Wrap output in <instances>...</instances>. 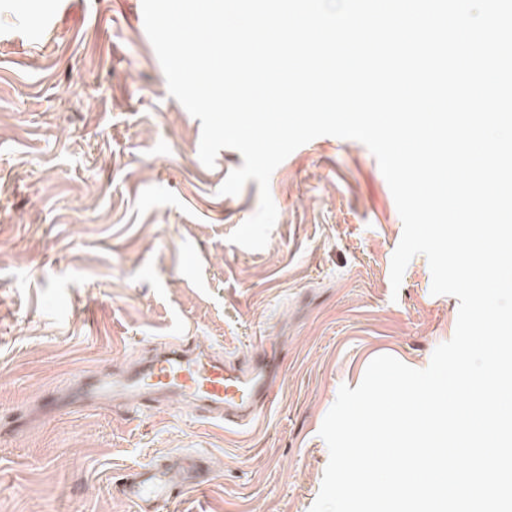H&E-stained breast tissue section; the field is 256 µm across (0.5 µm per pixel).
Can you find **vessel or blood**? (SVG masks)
<instances>
[{
	"mask_svg": "<svg viewBox=\"0 0 512 512\" xmlns=\"http://www.w3.org/2000/svg\"><path fill=\"white\" fill-rule=\"evenodd\" d=\"M70 391L73 399L85 406L122 401L145 409L162 398L228 429L252 421L256 406L272 401L265 357L251 358L247 367L237 368L208 349H187L171 342L127 368L119 378L109 381L82 374ZM180 466V459L164 457L131 469L122 484L124 497L140 507L175 502L180 492L202 484L201 478L189 475L174 483L172 473Z\"/></svg>",
	"mask_w": 512,
	"mask_h": 512,
	"instance_id": "obj_1",
	"label": "vessel or blood"
}]
</instances>
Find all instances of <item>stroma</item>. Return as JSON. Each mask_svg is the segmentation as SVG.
Here are the masks:
<instances>
[{
  "label": "stroma",
  "mask_w": 512,
  "mask_h": 512,
  "mask_svg": "<svg viewBox=\"0 0 512 512\" xmlns=\"http://www.w3.org/2000/svg\"><path fill=\"white\" fill-rule=\"evenodd\" d=\"M200 139L142 0H0V512H138L126 472L183 450L209 481L155 512H310L340 386L380 355L426 368L452 338L459 301L432 294L425 256L391 287L403 225L365 145L320 136L286 158L269 243L249 250L229 236L258 183L220 194L243 157L206 167ZM176 338L230 362L276 350L272 404L226 431L173 402L42 400Z\"/></svg>",
  "instance_id": "stroma-1"
}]
</instances>
